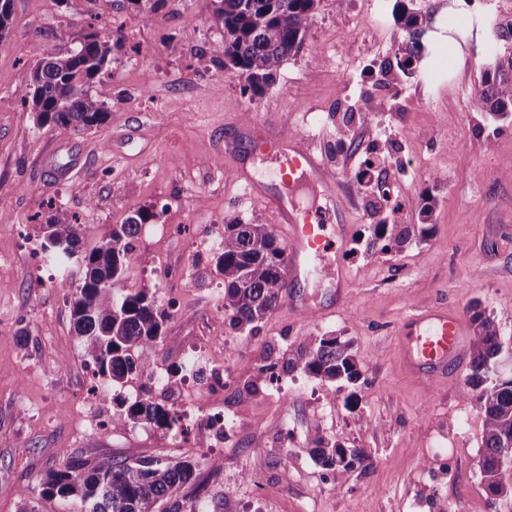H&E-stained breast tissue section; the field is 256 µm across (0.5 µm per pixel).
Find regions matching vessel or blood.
<instances>
[{"instance_id":"obj_1","label":"vessel or blood","mask_w":512,"mask_h":512,"mask_svg":"<svg viewBox=\"0 0 512 512\" xmlns=\"http://www.w3.org/2000/svg\"><path fill=\"white\" fill-rule=\"evenodd\" d=\"M232 149L263 153L276 171L299 170L322 185L331 183L323 161L309 147L265 126L248 129L243 140L234 143ZM263 198L288 239L289 307L297 314H310L311 308L299 288L316 276L328 282L336 297H343L347 286L344 269L330 267L322 272L316 262L323 253L344 252L350 240L349 225L341 221L328 224L321 217L297 212L276 195ZM397 334L404 363L426 383L446 376L449 368L461 364L467 350L465 322L454 310L413 309L400 323Z\"/></svg>"}]
</instances>
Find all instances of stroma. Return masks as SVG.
<instances>
[{"label":"stroma","mask_w":512,"mask_h":512,"mask_svg":"<svg viewBox=\"0 0 512 512\" xmlns=\"http://www.w3.org/2000/svg\"><path fill=\"white\" fill-rule=\"evenodd\" d=\"M394 3L320 0L301 51L252 98L210 60L224 39L212 0H166L146 19L127 0H14L0 41V512H82L79 499L42 496L47 476L69 458L93 466L131 455L195 462L194 479L171 500L176 512H189L201 489L213 512H512L485 493L482 416L461 377L421 383L396 336L411 309L448 307L466 318L481 311L512 338V122L471 109L486 72L512 79V38L449 19L448 0H412L427 50L410 70L391 69L404 38ZM91 26L125 37L91 88L109 120L80 133L37 126L15 96L32 70L31 45ZM247 121L301 138L343 198L348 285L333 313L303 318L283 305L256 328H233L217 252L195 255L213 226L274 221L235 166L300 209L334 208L319 183L294 184L263 157L227 153ZM376 160L393 188L384 217L356 189ZM57 206L78 215L85 251L139 210L163 224L162 237L134 239L125 273L128 291L181 301L154 353L170 386L151 398L177 407L185 354L222 346L234 420L223 442L198 428L195 411L182 429L112 425L125 405L97 398L71 302L43 260ZM383 219L431 230L386 251L368 244ZM169 267L186 277L169 278ZM323 335L352 346L367 380L357 407L346 403L348 388L331 398L327 383L302 371L274 381L264 372ZM323 440L364 449L368 468L323 483L313 456ZM439 442L447 461L432 454Z\"/></svg>","instance_id":"1"}]
</instances>
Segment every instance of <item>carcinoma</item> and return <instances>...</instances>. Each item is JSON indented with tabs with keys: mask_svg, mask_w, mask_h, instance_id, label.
Listing matches in <instances>:
<instances>
[{
	"mask_svg": "<svg viewBox=\"0 0 512 512\" xmlns=\"http://www.w3.org/2000/svg\"><path fill=\"white\" fill-rule=\"evenodd\" d=\"M14 0H0V40L9 33ZM215 15L224 25V40L211 48L213 60L226 75L245 77L243 94L261 95L288 58L305 44L314 24L319 0H213ZM395 19L407 39L394 52L396 64L411 62L413 38L421 28L420 16L398 0ZM124 38L103 37L90 31L78 40L60 30L54 40L39 41L30 51L34 60L28 83L16 91L22 106L36 114L40 127L53 125L86 131L108 121L103 102L91 94L95 81L112 63V53ZM475 112H489L498 119L512 116V80L490 73L472 97ZM151 215L138 212L112 228L88 252H79L80 225L66 209H56L44 227L42 248L59 265L77 256L81 283L72 294L74 330L84 351L106 383L124 384L134 374L149 377L153 353L162 336L166 315L144 291L132 293L124 284L130 241ZM410 229L399 224H376L370 245L389 249L403 244ZM224 277V309L231 312L236 328L264 320L287 299V256L270 224H226L224 244L217 261ZM471 358L464 375L462 394L475 399L483 419L485 452L480 473L487 496L512 499V478L503 462L512 458V375L496 372L504 341L494 323L478 310ZM288 371L299 369L330 382L355 386L361 379L348 342L338 336L302 340L285 363ZM144 421L172 427L174 418L162 404L146 399L127 407L112 425ZM314 459L336 475L365 466L357 448L334 441L320 442ZM188 460L167 462L127 458L91 469L67 460L50 473L41 494L80 499L86 512H160L193 474Z\"/></svg>",
	"mask_w": 512,
	"mask_h": 512,
	"instance_id": "1",
	"label": "carcinoma"
}]
</instances>
